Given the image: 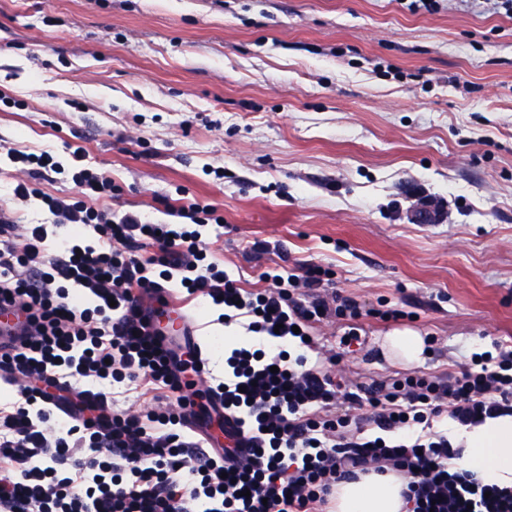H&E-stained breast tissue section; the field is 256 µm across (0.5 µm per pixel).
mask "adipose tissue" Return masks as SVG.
<instances>
[{"label": "adipose tissue", "mask_w": 512, "mask_h": 512, "mask_svg": "<svg viewBox=\"0 0 512 512\" xmlns=\"http://www.w3.org/2000/svg\"><path fill=\"white\" fill-rule=\"evenodd\" d=\"M463 452L455 467L473 472L486 484L512 487V416L489 419L463 431ZM406 479L370 474L337 485L334 512H407Z\"/></svg>", "instance_id": "ef3b65f1"}]
</instances>
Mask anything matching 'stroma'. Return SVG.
<instances>
[{
  "label": "stroma",
  "mask_w": 512,
  "mask_h": 512,
  "mask_svg": "<svg viewBox=\"0 0 512 512\" xmlns=\"http://www.w3.org/2000/svg\"><path fill=\"white\" fill-rule=\"evenodd\" d=\"M17 146L82 149L118 214L215 206L209 247L246 290L328 268L366 314L346 347V321L315 323L307 365L349 384L512 341V18L492 0H0V208L34 224ZM418 198L438 223L412 221ZM403 328L433 340L413 370L383 349Z\"/></svg>",
  "instance_id": "stroma-1"
}]
</instances>
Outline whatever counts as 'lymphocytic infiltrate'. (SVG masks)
<instances>
[{"instance_id":"1","label":"lymphocytic infiltrate","mask_w":512,"mask_h":512,"mask_svg":"<svg viewBox=\"0 0 512 512\" xmlns=\"http://www.w3.org/2000/svg\"><path fill=\"white\" fill-rule=\"evenodd\" d=\"M8 159L28 175L73 183L62 199L18 184L15 196L39 197L51 224L27 229L0 212V303H19L32 322L19 346L0 355L18 380L0 405V512H318L339 482L357 474L415 473L408 512H512V487L490 486L449 467L460 447L436 430L441 414L463 427L512 415V348L474 355L458 373L408 375L349 388L340 373L308 369L305 354L240 348L205 391L233 417L247 447L190 451L184 431L196 403L183 388L198 372L188 351L162 349L146 323L147 299L170 283L218 306L219 323L248 318L249 332L305 347L312 323L329 314L358 319L359 306L294 290L324 287L330 272L304 264L303 275L265 278L270 289L240 288L202 238L222 223L213 206L168 205V223L95 207L111 179L49 151L12 148ZM53 224L94 233L93 243L50 239ZM134 386L139 412L115 409L112 387ZM176 397L174 409L162 402ZM365 410L379 436H354L338 401Z\"/></svg>"}]
</instances>
